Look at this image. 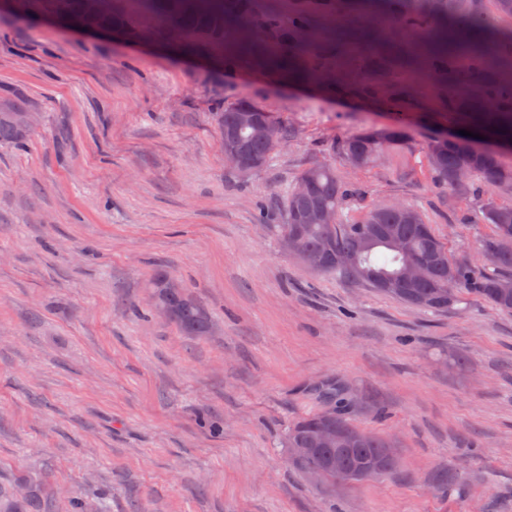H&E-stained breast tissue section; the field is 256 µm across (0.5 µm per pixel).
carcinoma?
<instances>
[{"label": "carcinoma", "mask_w": 512, "mask_h": 512, "mask_svg": "<svg viewBox=\"0 0 512 512\" xmlns=\"http://www.w3.org/2000/svg\"><path fill=\"white\" fill-rule=\"evenodd\" d=\"M31 15L54 14L59 24L83 21L101 27L116 26L127 38L135 37L142 20L151 17L157 26L158 39L177 52L194 59L224 61L241 60L271 75L283 74L288 80L309 85L317 82L323 72L320 55L313 50L315 35L308 26L296 24L288 29L285 40L270 41L255 24L251 0H112L109 11L88 14L87 0H30ZM429 17L403 16L398 32L411 25L419 31L417 48L421 66L431 78L448 89L441 99L448 111L462 113L466 130L494 139L498 145L512 142V81L503 74L512 71V27L500 28L488 18L485 0H427ZM28 108L11 100L0 101V142L25 145L28 131L12 119ZM220 134L234 131L236 141L248 155L269 165L273 146L254 138L250 128L240 125L239 112L231 105L216 113ZM406 128H370L342 137L331 145L341 158L352 152L360 155V168L374 165L391 149L401 148L408 141ZM428 159L435 177L448 187V194L457 201L475 195V179L491 187L512 190V168L500 161V153L483 146L479 139L463 136L456 140L433 139L427 147ZM297 180L309 183V192L301 195L291 189L281 200L286 223L278 225L280 233L295 232L300 249L318 258L315 271L335 274L349 280H361L377 292L394 297L410 306L435 314L445 313L460 304L466 295L475 296L495 309L512 313V293H502L500 285L512 279L503 275L483 273L468 265L455 264L448 250L427 223L423 213L412 208L417 222L407 224L402 213L391 206L375 204L364 210L356 220L346 218L343 204L354 189L336 175L330 164L304 169ZM314 208L336 212L335 224H293ZM483 221L493 228L481 240L479 252H489L495 267L512 271V247L502 248L503 239L512 236V204L483 205ZM403 237L408 249L401 250L388 239ZM349 254L354 266L341 262ZM412 260L425 262L426 277L405 287L401 293L382 287L398 280ZM455 264L457 276L448 282V265ZM168 278L160 272L149 287L157 293V303L173 312L170 322L187 336H208L214 323L209 311L186 289L170 290L159 284ZM343 426L351 425L345 413L332 410L319 412L296 421L287 438L297 439L314 432L325 416ZM389 438L363 431V440L341 458L350 469L366 464L382 463L383 448ZM55 498L40 486H29L27 493L0 491V512H52Z\"/></svg>", "instance_id": "carcinoma-1"}]
</instances>
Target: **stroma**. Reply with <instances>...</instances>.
I'll return each mask as SVG.
<instances>
[{"instance_id": "35a3bbf8", "label": "stroma", "mask_w": 512, "mask_h": 512, "mask_svg": "<svg viewBox=\"0 0 512 512\" xmlns=\"http://www.w3.org/2000/svg\"><path fill=\"white\" fill-rule=\"evenodd\" d=\"M253 7L283 25L329 16L320 0ZM445 93L419 84L400 119L378 99L0 11V97L39 114L25 149L0 144V488L31 477L60 502L103 488L108 512H512V313L476 297L408 306L311 270L275 230L300 172L329 163L355 188L346 214L417 206L452 260L485 269L481 208L512 192L449 200L425 155L462 127ZM241 98L290 131L249 174L215 121ZM400 122L408 144L369 169L328 151ZM160 271L212 335L148 313ZM329 384L354 425L397 439L398 471L338 485L291 463L285 433L328 410ZM448 470L462 484L443 493Z\"/></svg>"}]
</instances>
